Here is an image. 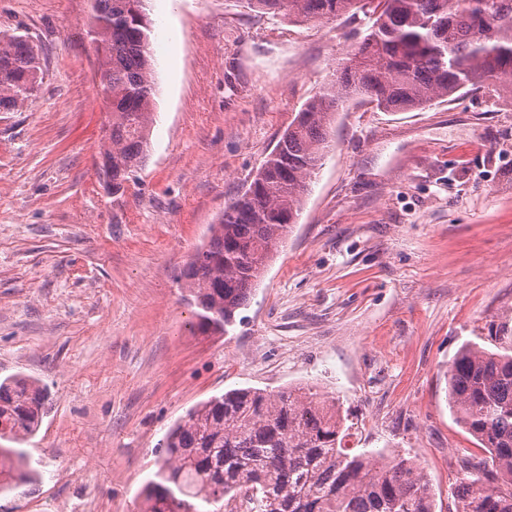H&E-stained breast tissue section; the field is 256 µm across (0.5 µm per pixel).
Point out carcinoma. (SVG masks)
<instances>
[{"label":"carcinoma","mask_w":512,"mask_h":512,"mask_svg":"<svg viewBox=\"0 0 512 512\" xmlns=\"http://www.w3.org/2000/svg\"><path fill=\"white\" fill-rule=\"evenodd\" d=\"M259 13L334 22L363 15L359 43L304 104L250 183L209 225L181 279L198 331L228 333L297 223L312 175L323 165L336 114L355 100L386 112L426 107L461 91L512 95V0H244ZM88 34L97 44V87L112 107L103 174L119 190L146 159L156 72L145 0H96ZM40 58L26 36L0 34V112L34 95ZM457 422L485 448L451 492L448 512H512V348L466 344L448 366ZM48 394L16 375L0 382V493L34 474L23 445L39 429ZM336 399L288 387L239 388L190 408L158 443V468L137 512H436L415 463L341 447Z\"/></svg>","instance_id":"1"}]
</instances>
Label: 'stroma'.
<instances>
[{
	"mask_svg": "<svg viewBox=\"0 0 512 512\" xmlns=\"http://www.w3.org/2000/svg\"><path fill=\"white\" fill-rule=\"evenodd\" d=\"M94 0H0L40 51L37 95L0 112V380L51 405L37 475L0 512H135L155 448L235 388L336 398L353 454L411 459L439 506L484 458L448 404L466 344L512 336V104L481 89L408 112L353 103L241 323L202 335L190 255L359 41V19L291 23L242 0H147L156 117L141 170L98 175L108 103Z\"/></svg>",
	"mask_w": 512,
	"mask_h": 512,
	"instance_id": "35a3bbf8",
	"label": "stroma"
}]
</instances>
